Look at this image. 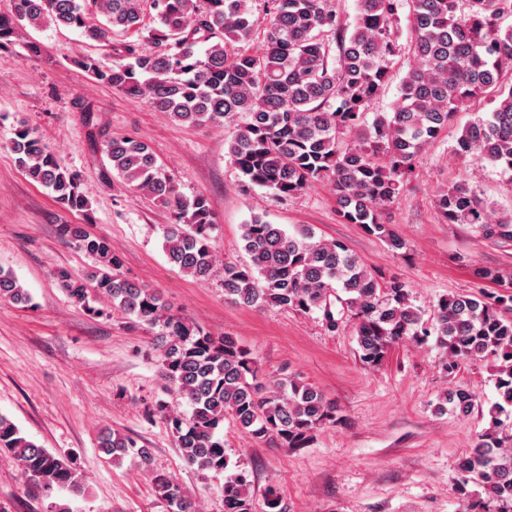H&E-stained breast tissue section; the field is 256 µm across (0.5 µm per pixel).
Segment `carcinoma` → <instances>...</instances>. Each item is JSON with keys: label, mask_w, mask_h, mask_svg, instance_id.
I'll return each instance as SVG.
<instances>
[{"label": "carcinoma", "mask_w": 512, "mask_h": 512, "mask_svg": "<svg viewBox=\"0 0 512 512\" xmlns=\"http://www.w3.org/2000/svg\"><path fill=\"white\" fill-rule=\"evenodd\" d=\"M270 2L266 16L257 18L247 0H15L14 13L0 15V45L22 21L112 41L119 61L105 66L86 56L80 69L130 98L148 100L175 123L225 128L246 118L228 140L241 192L263 188L287 199L328 181L342 221L360 225L394 253L405 243L384 222L383 209L397 199L425 147L476 99L489 98L492 108L462 129L457 153L512 179V25L502 26L512 17V0H357L351 22L339 15L335 0ZM147 7L154 11L152 27L145 23ZM132 35L147 36L154 50H140L128 40ZM257 35L259 50L235 49ZM404 56L412 63L396 103L366 122ZM10 149L24 174L58 205L88 209L79 174L22 120ZM101 152L122 187L151 196L173 217L163 228L169 262L199 281L209 279L218 257L208 199L186 198L136 138L108 135ZM436 206L449 224H467L487 240L512 241V214H496L466 182L440 191ZM241 230L248 262L223 264L225 298L260 310L321 311L333 330L332 306L338 304L357 319L359 359L369 367L381 365L393 347L422 345L431 336L447 351L442 371L450 378L467 361L494 363L498 401L488 409L489 427L460 461L454 488L463 497L472 485L482 488L484 498L472 504L477 512H512V424L505 423L512 417V275L478 270V278L498 283L499 290L442 298L425 319L406 282L367 269L339 240L318 238L308 226L289 233L259 214ZM59 232L97 261L82 277L56 270L60 288L92 314L102 313L90 305L94 294L158 329L162 375L177 401L159 406L161 418L189 464L224 474V512H251L246 472H228L224 419L253 437L299 449L320 427L340 420L335 403L290 374L267 376L235 338L214 337L173 312L155 290L124 275L106 239L81 234L73 224L59 225ZM0 298L25 307L32 301L2 268ZM474 407V394L453 385L438 410L467 415ZM99 447L115 460L150 465L149 449L131 436L107 431ZM0 452L38 487L83 489L71 459L29 439L4 414ZM152 483L166 512H201L175 477L157 474ZM266 507L286 512L278 488L267 489Z\"/></svg>", "instance_id": "obj_1"}]
</instances>
